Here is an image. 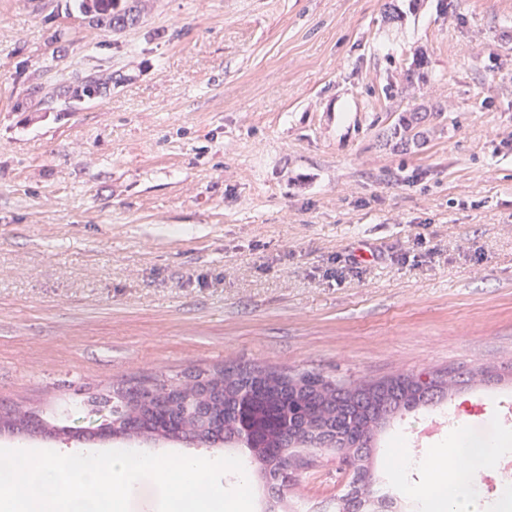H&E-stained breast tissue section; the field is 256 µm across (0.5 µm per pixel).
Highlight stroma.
Instances as JSON below:
<instances>
[{"label":"stroma","instance_id":"obj_1","mask_svg":"<svg viewBox=\"0 0 512 512\" xmlns=\"http://www.w3.org/2000/svg\"><path fill=\"white\" fill-rule=\"evenodd\" d=\"M120 31L74 0H0V408L94 427L88 396L247 366L336 382L512 363V0H145ZM424 62L407 77L415 56ZM109 91L37 103L91 72ZM425 116L420 137L396 132ZM512 382L391 420V477L454 411L506 431ZM99 448L248 450L104 437ZM310 451L282 489L334 512L348 475Z\"/></svg>","mask_w":512,"mask_h":512}]
</instances>
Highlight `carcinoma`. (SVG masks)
<instances>
[{
  "label": "carcinoma",
  "instance_id": "carcinoma-1",
  "mask_svg": "<svg viewBox=\"0 0 512 512\" xmlns=\"http://www.w3.org/2000/svg\"><path fill=\"white\" fill-rule=\"evenodd\" d=\"M80 16L93 25L121 30L140 18L138 3L122 0H76ZM112 78L95 73L84 76L75 86H62L51 98L66 112L76 101L100 94ZM478 376L501 381L505 374L484 367L465 374L432 372L353 384H337L319 374L295 375L241 366L192 372L183 382L155 379L118 387L89 400L93 406L108 408V419L96 427L73 429L57 420H46L35 412L10 409L0 412L1 432L61 434L92 443L106 435L136 436L143 440H197L212 445L235 440L238 420L237 395L252 388L250 415L263 433L268 447L280 453L277 461L258 456V471L275 480L286 481L299 448H333L352 469L349 490L339 497L336 512H387L394 507L388 494L373 495L374 483L367 462L374 436L390 419L418 407L432 408L451 396L459 385Z\"/></svg>",
  "mask_w": 512,
  "mask_h": 512
}]
</instances>
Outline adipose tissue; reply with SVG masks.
<instances>
[{"mask_svg":"<svg viewBox=\"0 0 512 512\" xmlns=\"http://www.w3.org/2000/svg\"><path fill=\"white\" fill-rule=\"evenodd\" d=\"M499 442L476 440L459 435L454 441L453 453L466 461L457 470L451 482H439L428 488L412 489V496L425 503L426 512H512V489H505L497 506H490L482 497L476 476L498 454Z\"/></svg>","mask_w":512,"mask_h":512,"instance_id":"ef3b65f1","label":"adipose tissue"}]
</instances>
